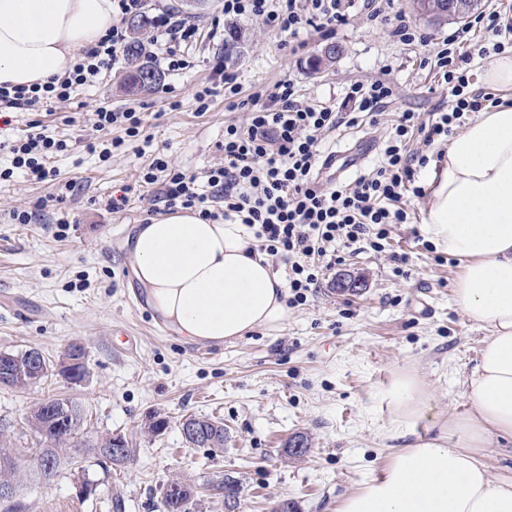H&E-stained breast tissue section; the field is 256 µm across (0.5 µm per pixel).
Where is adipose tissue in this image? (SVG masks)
<instances>
[{
	"instance_id": "1",
	"label": "adipose tissue",
	"mask_w": 512,
	"mask_h": 512,
	"mask_svg": "<svg viewBox=\"0 0 512 512\" xmlns=\"http://www.w3.org/2000/svg\"><path fill=\"white\" fill-rule=\"evenodd\" d=\"M112 25V0H0V84L63 76ZM423 234L459 271L454 301L488 337L464 382V419L433 414L426 384L401 372L379 393L389 431L406 438L379 474L336 512H512V478L482 461L512 439V103L477 113L453 134L425 177ZM147 302L192 343H231L288 317L286 287L240 224L176 208L140 225L130 249ZM439 430L414 437L419 420Z\"/></svg>"
}]
</instances>
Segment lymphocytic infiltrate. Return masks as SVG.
<instances>
[{"instance_id":"lymphocytic-infiltrate-1","label":"lymphocytic infiltrate","mask_w":512,"mask_h":512,"mask_svg":"<svg viewBox=\"0 0 512 512\" xmlns=\"http://www.w3.org/2000/svg\"><path fill=\"white\" fill-rule=\"evenodd\" d=\"M144 6L145 0H112L114 23L96 47L62 78L29 86L0 85V110H33L70 101L78 89L124 58L123 23ZM242 18L291 37L308 26L331 31L348 21L342 0H224L225 24ZM150 26V43L162 50L168 70L185 69L181 49L197 41L198 26L166 8L152 17ZM464 35L461 29L450 34L431 60L448 88L447 107L428 121L415 112L400 113L382 162L370 173L347 182L321 179L322 137L341 125H356L364 116L380 115L392 101V87L380 79L351 84L343 104L335 107L304 103L294 84L285 81L268 102L254 104L245 126L225 127L224 162L209 170L208 191H201L195 177L163 157L154 158L143 181L164 179L168 208H195L205 220L244 225L261 251L287 264L288 306L303 305L335 265L337 247L364 242L373 251H384L392 225L408 222L400 201L409 192L422 195L414 167L428 162L411 150V141L447 143L463 119L483 111L490 101V94L472 89L469 59L454 50ZM66 148L64 140L43 133L19 138L9 147L11 165L0 169V181L17 172L39 183L51 181L56 172L50 162ZM218 198L224 201L220 210L213 206Z\"/></svg>"}]
</instances>
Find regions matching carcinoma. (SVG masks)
<instances>
[{"mask_svg": "<svg viewBox=\"0 0 512 512\" xmlns=\"http://www.w3.org/2000/svg\"><path fill=\"white\" fill-rule=\"evenodd\" d=\"M160 81V74L154 68L137 63L134 70L125 78V85L134 89L136 86L151 87ZM84 412L76 403L62 398L48 399L39 403L31 412L29 424L39 435L42 447L34 455H19L8 448L9 430L0 427V487L4 485H19L31 473L37 472V466L48 469L50 476L58 473L64 461L72 460L67 450L75 453L93 454L97 457H112V465L121 469L134 456L135 449L125 447L124 454L114 457L109 448L111 438L100 437L93 440H83V448H71V441L78 437ZM181 429L185 442L193 448L224 447V424L210 418L188 417L182 422ZM179 487L178 494L164 492L160 507L162 512H190L189 505L195 494L194 486L182 478H174L167 487Z\"/></svg>", "mask_w": 512, "mask_h": 512, "instance_id": "carcinoma-1", "label": "carcinoma"}]
</instances>
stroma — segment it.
Masks as SVG:
<instances>
[{"mask_svg": "<svg viewBox=\"0 0 512 512\" xmlns=\"http://www.w3.org/2000/svg\"><path fill=\"white\" fill-rule=\"evenodd\" d=\"M343 7L349 21L334 33L308 27L285 43L251 19L238 21L235 36L213 35L211 22L223 2L208 0L190 17L199 38L185 50L188 68L170 73L163 59L153 60L162 73L155 88L127 89L123 78L131 65L125 61L68 103L13 111L8 123L0 122L2 141L38 130L68 145L53 161L56 183H32L18 174L0 182V351L35 349L56 365L76 339L85 346L88 370L78 384L53 373L28 389L0 385V424L8 425L13 447H38L27 423L30 411L42 400L67 398L87 414L82 435L121 434L137 448L121 470L86 456L62 465L50 484L25 481L14 497L21 512H109L111 493L123 500L124 512H159L162 489L175 475L200 489L190 512H225L207 486L227 479L240 486L235 512H272L284 500L295 512H336L401 445L387 435L390 409L378 398L394 373L423 376L440 416L468 412L462 383L487 333L454 302L458 265L437 262L420 228L421 198H403L410 221L392 226L385 252L363 243L340 249V262L306 305L290 309L280 329L232 343L181 339L132 275L130 243L163 191L162 184H144L142 174L163 154L205 183L208 169L224 160L225 125L244 121V104L255 92L268 94L289 81L306 100L334 104L352 83L390 82L394 98L377 123L343 126L325 139V151H339L347 166L344 181L379 164L384 136L399 113L427 114L446 103V89L424 61L430 44L463 28V21L430 22L412 0H389L382 22L368 18L367 0H344ZM403 20L426 34L429 45L394 38L391 31ZM328 45L336 47L335 59L311 72V57ZM218 58L238 74V103L219 93L202 111L194 93L212 82ZM101 106L142 117L138 137L112 129L111 138L124 144L109 159L89 148L98 137L93 114ZM71 180L76 188L62 207L36 209L57 183ZM122 194L129 199L125 210L112 211L113 197ZM17 209L31 212L30 223H13ZM63 214L69 219L64 228L57 223ZM403 252L413 260L408 275L399 276L391 256ZM344 275L360 279L361 290L340 291ZM155 411L168 425L152 435L145 426ZM190 416L220 419L223 448L188 447L181 424ZM296 435L308 440L298 458L286 452ZM85 471L99 480L98 496H79Z\"/></svg>", "mask_w": 512, "mask_h": 512, "instance_id": "obj_1", "label": "stroma"}]
</instances>
